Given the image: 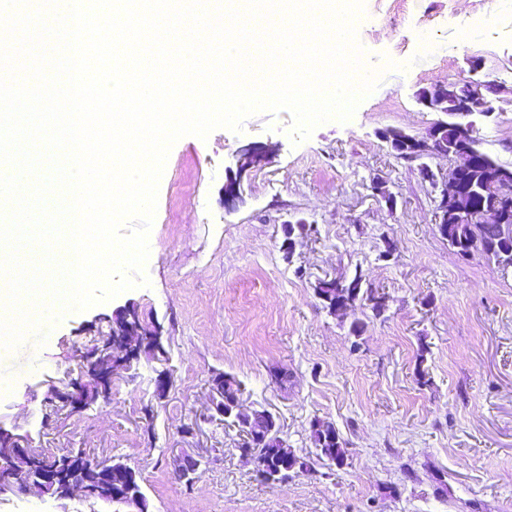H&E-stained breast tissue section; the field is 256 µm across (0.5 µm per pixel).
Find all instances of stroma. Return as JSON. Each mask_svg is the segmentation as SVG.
<instances>
[{
    "mask_svg": "<svg viewBox=\"0 0 512 512\" xmlns=\"http://www.w3.org/2000/svg\"><path fill=\"white\" fill-rule=\"evenodd\" d=\"M364 11L357 37L380 80L352 118L297 142L288 111H263L241 131L176 141L148 285L60 317L45 343L30 334L0 350L1 427L47 459L69 448L93 463L122 459L140 471L149 512H512V266L459 256L436 224L438 188L379 136H425L438 115L418 92L476 63L500 85L476 137L512 165V0H364ZM246 144L262 160L229 208L224 185ZM299 218L314 231L285 249L284 226ZM357 273L386 295L385 312L358 303L329 314L317 281ZM124 306L160 328L165 361L140 352L109 399L61 405L53 390L80 380L81 352ZM164 369L172 383L161 394ZM219 373L241 382L245 411L277 418L311 471L256 478L237 428L211 416ZM317 420L345 442L343 467L314 459ZM187 456L201 461L188 485L174 474ZM0 512L115 508L79 491L57 500L11 490Z\"/></svg>",
    "mask_w": 512,
    "mask_h": 512,
    "instance_id": "1",
    "label": "stroma"
}]
</instances>
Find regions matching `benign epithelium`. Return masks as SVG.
<instances>
[{"label": "benign epithelium", "mask_w": 512, "mask_h": 512, "mask_svg": "<svg viewBox=\"0 0 512 512\" xmlns=\"http://www.w3.org/2000/svg\"><path fill=\"white\" fill-rule=\"evenodd\" d=\"M499 93L498 85L480 79L450 81L437 84L417 95L418 102L432 112L447 116L430 128L428 134L418 138L398 131L404 153L424 159L433 156H449L454 166L435 199L437 224H457L466 219L472 224H495L503 236L512 237V166L493 165L489 154L473 141L475 115L490 116L493 111L492 98ZM455 130L462 139L455 140L453 149L440 137L447 129ZM259 155L253 147L242 148L237 153L235 177L224 186V197L240 199V182L256 162ZM113 321L122 326L121 335L125 350L129 351L140 342L142 333L137 312L132 308L115 311ZM84 373L95 378L101 387L112 381V374L124 363L115 360L112 354V339H107L101 349L89 357H83ZM14 444L0 446V484L6 488L26 489L43 497L39 489L55 482L69 488V474L77 462L70 450L63 451L53 464L42 463L24 450L20 437L11 435ZM201 460L188 458L176 470L178 479L186 484ZM100 483L106 493L97 498L105 504H118L128 512H141L139 498H128L112 490V466L100 467Z\"/></svg>", "instance_id": "obj_1"}]
</instances>
